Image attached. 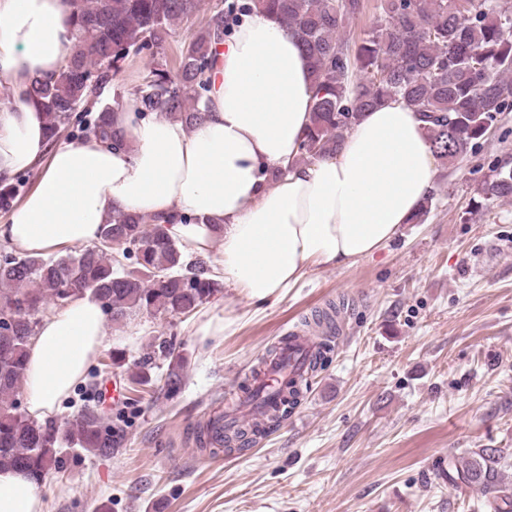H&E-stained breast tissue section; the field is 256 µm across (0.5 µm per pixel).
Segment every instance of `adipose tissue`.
Returning a JSON list of instances; mask_svg holds the SVG:
<instances>
[{"instance_id":"adipose-tissue-1","label":"adipose tissue","mask_w":512,"mask_h":512,"mask_svg":"<svg viewBox=\"0 0 512 512\" xmlns=\"http://www.w3.org/2000/svg\"><path fill=\"white\" fill-rule=\"evenodd\" d=\"M75 51L67 0H0V75L15 103L0 108V179L37 170L29 193L0 225V241L29 253L94 242L113 211L171 217L164 230L188 249L220 243L224 280L265 300L309 266L349 267L382 249L431 191L435 157L405 103L366 112L333 158L294 165L311 123L308 58L280 23L243 18L217 47L203 121L119 110L130 148L91 137L50 146L45 113L25 96ZM288 166L269 181L268 172ZM108 335L93 291L45 318L28 344L27 410L59 407ZM0 512H41L36 482L0 471Z\"/></svg>"}]
</instances>
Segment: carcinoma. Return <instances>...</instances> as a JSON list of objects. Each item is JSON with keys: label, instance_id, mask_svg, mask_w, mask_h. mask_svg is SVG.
Returning <instances> with one entry per match:
<instances>
[{"label": "carcinoma", "instance_id": "obj_1", "mask_svg": "<svg viewBox=\"0 0 512 512\" xmlns=\"http://www.w3.org/2000/svg\"><path fill=\"white\" fill-rule=\"evenodd\" d=\"M73 10L75 55L50 81L30 86L28 97L46 112L49 142L63 136L72 114L88 105L112 68L145 49L161 47L175 26L197 18L202 0H67ZM366 0H222L200 19L194 39L181 53L175 72L153 67L136 90L138 112L179 119L188 128L202 120L200 103L208 92L215 57L240 16L271 13L307 53L314 80L312 120L299 145L297 161L312 163L336 154L364 112L391 100L404 102L425 119V133L437 160L453 164L485 137L497 116L512 112V0H376V19L353 39L347 24L361 16ZM109 108L94 117L90 132L112 145H125L109 123ZM20 184L0 182V210L8 213ZM484 204L512 199V167L496 165L478 188ZM169 219L116 211L102 225L99 245L66 255L10 254L0 260V311L16 320L0 335V468H22L40 483L46 467L61 469L63 455L76 449L109 456L120 447L123 431L112 429L90 395L74 421H39L18 413V389L26 373L25 337L35 334L34 317L52 302L63 306L87 290L112 309L119 321L133 311L187 316L220 290L208 254L190 252L164 236ZM131 246L126 263L112 261V241ZM168 361L165 386L181 389L183 358L162 340ZM130 379L147 384L149 359L132 363ZM298 394L283 397L281 414L267 415L224 436L232 452L249 436L279 426ZM512 452L480 448L455 457L448 478L486 496L492 512H512V490L502 467Z\"/></svg>", "mask_w": 512, "mask_h": 512}]
</instances>
